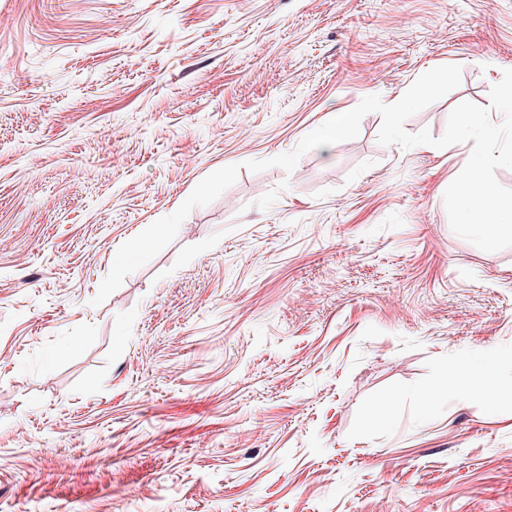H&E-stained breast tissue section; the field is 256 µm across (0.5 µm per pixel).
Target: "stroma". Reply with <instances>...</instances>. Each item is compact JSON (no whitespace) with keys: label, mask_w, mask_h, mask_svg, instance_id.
I'll return each instance as SVG.
<instances>
[{"label":"stroma","mask_w":512,"mask_h":512,"mask_svg":"<svg viewBox=\"0 0 512 512\" xmlns=\"http://www.w3.org/2000/svg\"><path fill=\"white\" fill-rule=\"evenodd\" d=\"M444 64L408 132L488 105L512 0H0V512H512V401L467 366L512 367V247L443 201L472 143L382 146L370 113L242 168Z\"/></svg>","instance_id":"stroma-1"}]
</instances>
